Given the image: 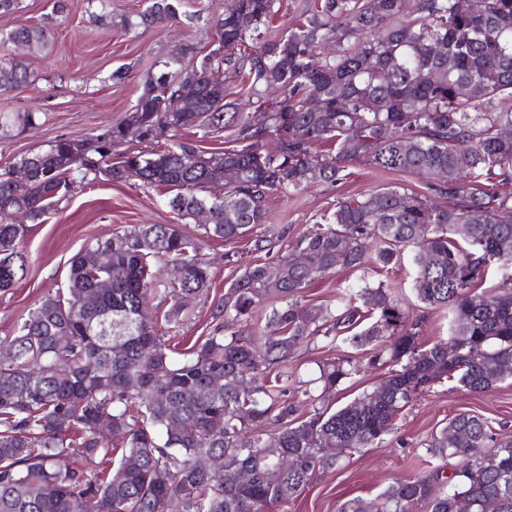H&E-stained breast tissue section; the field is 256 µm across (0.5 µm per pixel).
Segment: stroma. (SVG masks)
I'll return each mask as SVG.
<instances>
[{
  "label": "stroma",
  "instance_id": "stroma-1",
  "mask_svg": "<svg viewBox=\"0 0 512 512\" xmlns=\"http://www.w3.org/2000/svg\"><path fill=\"white\" fill-rule=\"evenodd\" d=\"M108 4L114 25L107 30L90 23L85 0H69L66 16L57 19L52 16L53 0H22L21 19L49 24L53 46L24 56L29 82L0 95V112L34 109L43 114L39 125L0 139V169L57 138H81L119 121L135 104L149 65L188 44L207 53L214 41L209 20L224 11V0H183L193 22L127 34L120 27L121 19L145 9V0H108ZM120 66L129 73L116 84L111 74ZM348 171V177L334 185L315 183L297 194H273L271 219L258 226V234L284 227L293 238L332 210L338 199L386 184L415 191L423 187L420 177L381 174L363 161L352 162ZM164 198L163 188L144 186L138 178L115 183L104 177L87 186L76 185L69 199L47 214L44 222L25 223L22 244L29 273L12 290L0 292V339L13 335L20 318L48 292L64 287L69 259L88 242L137 224H175L199 239L204 258L212 264V286L184 310L178 334L170 343L181 349L208 335L211 311L239 271L225 264L223 240L206 238L198 224L165 206ZM362 276L399 288L403 306L422 319V342L430 345L447 338L448 313L443 309L423 312L413 292L415 267L407 258L363 273L336 271L307 288L304 300L313 305L327 303L335 298L339 284ZM465 411L488 418L496 433L512 437V383L481 394L457 389L448 380L434 384L395 421L384 444L345 454L339 470L318 474L300 495L272 506L270 512H336L345 499L375 498L394 478L427 469L419 455L422 443Z\"/></svg>",
  "mask_w": 512,
  "mask_h": 512
}]
</instances>
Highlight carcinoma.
Here are the masks:
<instances>
[{
    "label": "carcinoma",
    "instance_id": "obj_1",
    "mask_svg": "<svg viewBox=\"0 0 512 512\" xmlns=\"http://www.w3.org/2000/svg\"><path fill=\"white\" fill-rule=\"evenodd\" d=\"M277 0H228L215 17L214 48L188 46L146 72L131 110L98 134L58 138L0 172V292L25 278L20 215L33 222L77 184L139 172L167 190L183 219L210 213L208 238L245 240L266 259L244 261L212 312L213 328L176 350L178 316L211 287L197 239L173 224H140L97 239L69 260L57 289L0 341V512H268L301 493L343 454L382 444L393 421L430 384L484 393L512 366V0H314L287 33L270 22ZM182 0H151L132 32L180 19ZM44 25L21 22L0 32L28 52L50 49ZM224 70L247 100L210 84ZM27 70L0 59V94L27 82ZM186 83L196 86L177 112L167 109ZM265 125H254V114ZM39 113L0 112V135L37 123ZM156 144L112 154L125 130ZM199 140L229 132L239 145L207 152ZM277 147H268L269 139ZM366 161L425 180L422 192L398 186L339 200L321 220L274 255L288 231L254 230L270 218L269 198L309 184H336L347 165ZM239 178L229 185L221 172ZM17 168L31 173L26 183ZM224 188V194L212 189ZM103 249L112 264L92 256ZM412 252L414 291L423 308H446L448 339L426 345L398 290L365 278L336 293V303L302 302L306 288L338 268L387 266ZM171 306L149 303L169 266ZM502 287L479 290L486 271ZM100 280L112 282L105 292ZM68 337L64 345L58 337ZM347 344L361 357L318 361L322 391L296 388L297 351ZM380 366L388 375L333 410L326 400L343 380ZM105 426L109 438L99 436ZM281 455L266 453L267 440ZM441 460L403 476L337 512H512V439L487 419L461 412L424 443ZM224 459V469L214 460ZM456 463L443 476L448 460ZM249 470L247 484L238 472ZM54 492L46 493V488Z\"/></svg>",
    "mask_w": 512,
    "mask_h": 512
}]
</instances>
